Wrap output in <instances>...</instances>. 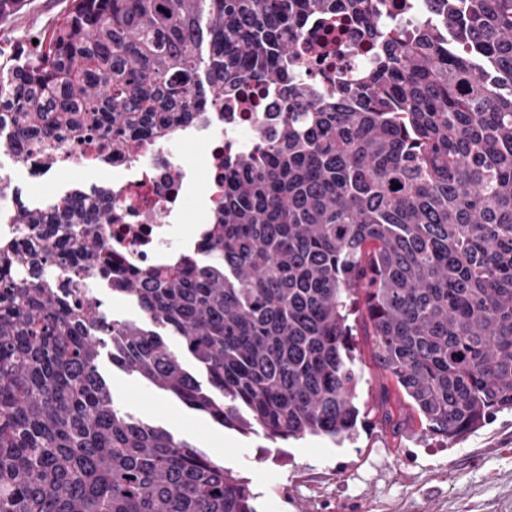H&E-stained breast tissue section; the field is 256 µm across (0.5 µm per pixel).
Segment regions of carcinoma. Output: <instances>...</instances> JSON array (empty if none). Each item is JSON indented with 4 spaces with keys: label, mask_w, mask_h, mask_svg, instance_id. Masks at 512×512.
Returning a JSON list of instances; mask_svg holds the SVG:
<instances>
[{
    "label": "carcinoma",
    "mask_w": 512,
    "mask_h": 512,
    "mask_svg": "<svg viewBox=\"0 0 512 512\" xmlns=\"http://www.w3.org/2000/svg\"><path fill=\"white\" fill-rule=\"evenodd\" d=\"M383 10L70 0L34 53L0 63V130L44 154L71 134L122 154L200 100L288 83L275 132L224 160V201L164 266L112 253L106 208L17 206L13 223L54 228L0 248V512H256L246 480L115 405L103 336L150 387L271 441L354 440L357 320L427 434L453 442L512 411V0H452L408 28L380 26ZM311 16L372 41L369 67L318 103L291 69ZM35 259L42 282L18 279ZM64 271L143 319L73 302ZM90 296L102 304L101 309L110 318L113 316L132 321L142 320V314L138 307L124 295L112 294L102 289L93 291Z\"/></svg>",
    "instance_id": "1"
}]
</instances>
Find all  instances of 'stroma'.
<instances>
[{"label": "stroma", "instance_id": "1", "mask_svg": "<svg viewBox=\"0 0 512 512\" xmlns=\"http://www.w3.org/2000/svg\"><path fill=\"white\" fill-rule=\"evenodd\" d=\"M69 0H20L0 19V53L17 59L27 37L53 25ZM354 342L362 379L355 441L309 435L271 441L215 424L102 356L115 405L158 424L248 481L256 512H512V412L455 442L426 435L393 379L378 367L372 337Z\"/></svg>", "mask_w": 512, "mask_h": 512}]
</instances>
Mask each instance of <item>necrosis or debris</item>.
I'll use <instances>...</instances> for the list:
<instances>
[{"label": "necrosis or debris", "mask_w": 512, "mask_h": 512, "mask_svg": "<svg viewBox=\"0 0 512 512\" xmlns=\"http://www.w3.org/2000/svg\"><path fill=\"white\" fill-rule=\"evenodd\" d=\"M329 22L315 17L307 21L305 34L294 49L295 73L314 98L334 96L340 83L367 68L371 61L368 34L350 28L336 47V61L326 66L320 38ZM261 109L251 107V93H241L222 107L201 102L192 119L140 139L130 153L116 156L103 144L88 147L74 139H62L56 149L44 155L14 141H6V153L23 164L31 176L41 177L59 170H73L97 163H109L125 171L124 179L109 187L82 190L79 198L102 204L112 212L106 225V241L132 266L154 268L164 265L183 245L174 227L183 223L185 204L193 184L203 192L200 223H208L211 213L224 199V160L256 147L257 128L273 130L278 113L288 98L284 84L261 89ZM200 143L206 149L204 170L184 165L178 149Z\"/></svg>", "instance_id": "1"}]
</instances>
